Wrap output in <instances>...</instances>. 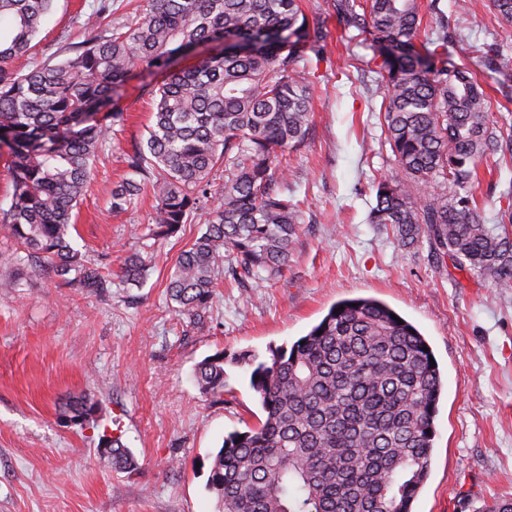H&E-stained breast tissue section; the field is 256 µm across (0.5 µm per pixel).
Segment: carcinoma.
<instances>
[{"label": "carcinoma", "mask_w": 512, "mask_h": 512, "mask_svg": "<svg viewBox=\"0 0 512 512\" xmlns=\"http://www.w3.org/2000/svg\"><path fill=\"white\" fill-rule=\"evenodd\" d=\"M54 0H0V151H6L11 205L0 226L29 265L91 295L112 280L72 245L73 211L98 154L123 119L116 89L138 73L154 84L147 137L128 157L140 179L109 193L121 212L148 189L156 201L152 235L170 237L202 212L205 230L174 263L167 290L179 316L202 320L219 280L242 286L282 275L303 211L288 193V163L312 126L309 54L326 34L307 23L300 0H146L109 33L98 31L112 0L85 21L73 56L11 68L31 49ZM336 12L379 47L384 129L395 174L374 185L370 223L411 246L425 238L459 269L495 288H512V224H489L474 201L478 169L491 167L503 134L473 74L448 62V33L415 49L421 0H336ZM362 12H357V9ZM236 44L179 70L176 59L224 39ZM224 165L214 194L210 174ZM147 272L127 255L121 282L139 287ZM373 298L342 300L269 360L254 366L251 388L264 419L224 437L208 488L218 512H411L431 465L434 419L443 389L428 343L408 321ZM225 353L197 364L203 393L224 396ZM98 404L67 406L88 421ZM112 467L131 472L121 437L102 440Z\"/></svg>", "instance_id": "cac0c4a2"}]
</instances>
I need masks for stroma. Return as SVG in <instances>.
Here are the masks:
<instances>
[{
  "mask_svg": "<svg viewBox=\"0 0 512 512\" xmlns=\"http://www.w3.org/2000/svg\"><path fill=\"white\" fill-rule=\"evenodd\" d=\"M99 5L55 0L14 69L67 57ZM439 7L451 61L477 74L491 120L512 137V24L497 17L491 0H440ZM301 8L327 38L310 64L309 140L288 157V187L304 202V220L287 268L257 288L220 282L203 323L175 315L167 282L178 253L203 231L200 219L153 242L151 194L119 214L107 204L152 121L149 77L130 81L124 117L73 213L72 239L115 273L127 254L148 252L147 278L138 288L113 281L103 298L39 271H25L17 286L0 280V512H216L206 488L213 456L225 436L264 412L249 365L226 364L220 402L201 393L196 365L219 351L268 360L270 348L291 345L333 303L355 297L382 300L414 324L444 382L430 474L412 512H479L492 498L512 496V288L455 268L428 241L405 247L370 223L373 182L395 172L377 48L346 25L333 0H302ZM483 43L500 50L477 57L472 48ZM502 150L507 166L480 168L474 187L492 224L512 183V140ZM86 395L99 404L94 420L70 421L65 404ZM105 435L131 450L135 472L117 471L103 456Z\"/></svg>",
  "mask_w": 512,
  "mask_h": 512,
  "instance_id": "stroma-1",
  "label": "stroma"
}]
</instances>
